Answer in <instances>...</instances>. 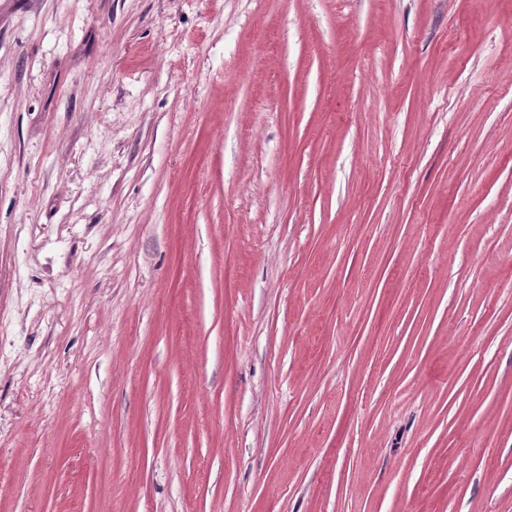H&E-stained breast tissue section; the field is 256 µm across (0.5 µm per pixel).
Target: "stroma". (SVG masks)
<instances>
[{
    "instance_id": "35a3bbf8",
    "label": "stroma",
    "mask_w": 512,
    "mask_h": 512,
    "mask_svg": "<svg viewBox=\"0 0 512 512\" xmlns=\"http://www.w3.org/2000/svg\"><path fill=\"white\" fill-rule=\"evenodd\" d=\"M0 512H512V0H0Z\"/></svg>"
}]
</instances>
